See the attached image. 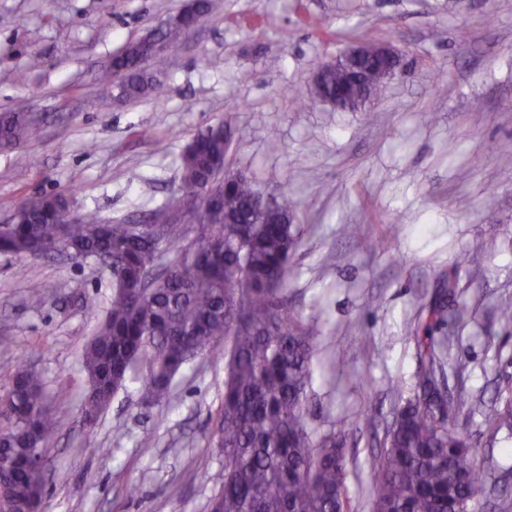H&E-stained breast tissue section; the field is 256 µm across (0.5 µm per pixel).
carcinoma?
<instances>
[{"label":"carcinoma","instance_id":"cac0c4a2","mask_svg":"<svg viewBox=\"0 0 512 512\" xmlns=\"http://www.w3.org/2000/svg\"><path fill=\"white\" fill-rule=\"evenodd\" d=\"M185 30L161 31L165 47L180 45ZM153 60L143 44L130 46L101 82L121 98L154 90L142 63ZM370 74L364 104L381 87V62L363 60ZM346 81L327 71L321 93L336 98ZM22 106L0 113V145L30 139ZM234 131L208 126L181 154L182 190L159 213L169 224L104 221L95 213L72 223L62 218L60 194L40 195L15 223L0 225V254L40 257L65 248L83 258H112V302L87 344L81 413L96 425L114 394L146 363L143 394L167 401L180 370L204 352L224 358V402L212 441L224 456V483L208 512H344L342 433L313 438L307 388L313 375V339L285 293L302 228L281 222L292 215L286 196L270 211L255 207L258 193L244 176L224 182ZM422 316L412 339L419 358V393L395 409L383 452L371 471L373 512H464L485 474L469 434L450 423L465 395L450 399L439 380L432 330L448 318L455 282ZM40 373L20 363L0 395V512H23L42 500L49 468L35 463L57 425L48 410ZM494 430L512 432V403L488 416Z\"/></svg>","mask_w":512,"mask_h":512}]
</instances>
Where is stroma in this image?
<instances>
[{"label": "stroma", "mask_w": 512, "mask_h": 512, "mask_svg": "<svg viewBox=\"0 0 512 512\" xmlns=\"http://www.w3.org/2000/svg\"><path fill=\"white\" fill-rule=\"evenodd\" d=\"M213 2L154 69L162 98L120 101L99 73L188 0H0V112L25 100L34 126L0 146V224L53 193L107 221L151 223L181 188L186 145L229 122L230 170L291 197L305 228L286 295L314 336L311 430L345 435L346 512H372L371 466L415 392L419 316L462 256L448 303L464 315L432 334L448 396L467 395L455 421L488 472L468 512H512V434L487 422L512 400V329L497 318L512 299V0ZM364 33L390 42L404 71L364 110L315 98L319 65ZM355 227L378 249L358 248ZM32 280L45 291L37 307ZM111 299L96 260L0 254V389L23 354L55 396L48 457L68 480L49 481L44 512H206L224 480L211 440L224 360L199 355L158 405L142 401L140 368L86 431L82 352Z\"/></svg>", "instance_id": "obj_1"}]
</instances>
